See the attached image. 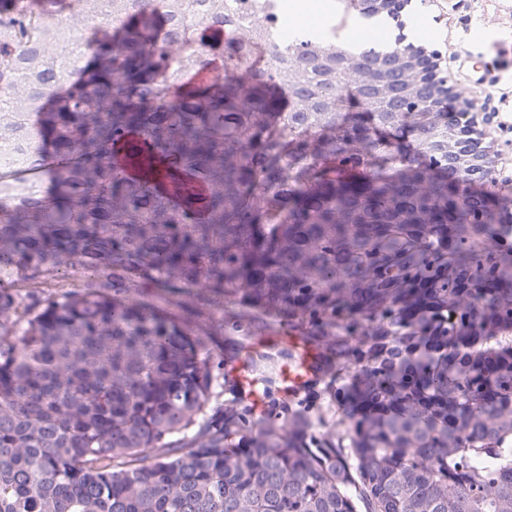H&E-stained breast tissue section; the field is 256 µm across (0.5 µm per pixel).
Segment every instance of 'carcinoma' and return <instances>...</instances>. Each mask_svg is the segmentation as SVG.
Returning a JSON list of instances; mask_svg holds the SVG:
<instances>
[{
  "label": "carcinoma",
  "instance_id": "carcinoma-1",
  "mask_svg": "<svg viewBox=\"0 0 512 512\" xmlns=\"http://www.w3.org/2000/svg\"><path fill=\"white\" fill-rule=\"evenodd\" d=\"M93 0H0V105L52 23ZM162 18V38L154 35ZM170 0H128L67 81L0 131L52 202H0V273L93 275L60 298L0 287V512H512V235L432 182L428 224H338L394 202L420 153L370 111L295 127L272 76L172 86ZM365 133L361 170L336 154ZM313 163L304 175L292 157ZM207 188L200 193L199 187ZM495 250L486 251L487 244ZM229 308L279 318L336 381L349 446L265 388L206 412Z\"/></svg>",
  "mask_w": 512,
  "mask_h": 512
}]
</instances>
